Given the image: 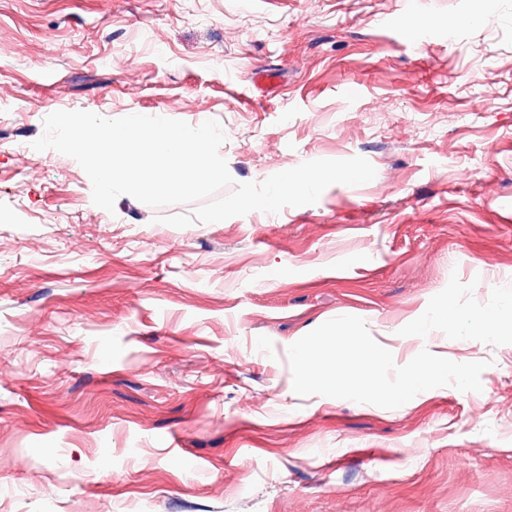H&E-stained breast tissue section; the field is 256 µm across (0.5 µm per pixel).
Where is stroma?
I'll return each instance as SVG.
<instances>
[{
	"label": "stroma",
	"mask_w": 512,
	"mask_h": 512,
	"mask_svg": "<svg viewBox=\"0 0 512 512\" xmlns=\"http://www.w3.org/2000/svg\"><path fill=\"white\" fill-rule=\"evenodd\" d=\"M58 110L217 121L238 182L376 176L176 228L20 166ZM511 294L512 0H0V512H512V333L477 329ZM344 315L481 392L295 394L289 346Z\"/></svg>",
	"instance_id": "stroma-1"
}]
</instances>
